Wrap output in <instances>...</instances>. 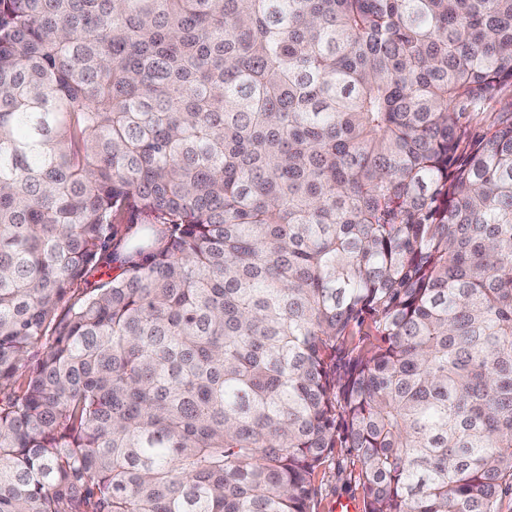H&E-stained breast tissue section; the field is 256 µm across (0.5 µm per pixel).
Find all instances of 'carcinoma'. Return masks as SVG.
I'll return each mask as SVG.
<instances>
[{"label": "carcinoma", "mask_w": 512, "mask_h": 512, "mask_svg": "<svg viewBox=\"0 0 512 512\" xmlns=\"http://www.w3.org/2000/svg\"><path fill=\"white\" fill-rule=\"evenodd\" d=\"M506 89L512 0H0V512H499ZM512 102V92H505L498 95L495 100L491 101L487 112L480 114L476 119L469 125L472 133L481 132L487 125H489L495 118L496 113L509 105ZM354 470L349 462L344 461V471L338 473L336 469V455L334 461L323 467L317 477L318 498L316 512H363V501L360 489L356 486L354 478L350 480V471ZM355 474V470H354ZM353 474V475H354ZM340 499H349L351 502L339 503ZM336 507V511L334 510Z\"/></svg>", "instance_id": "obj_1"}]
</instances>
